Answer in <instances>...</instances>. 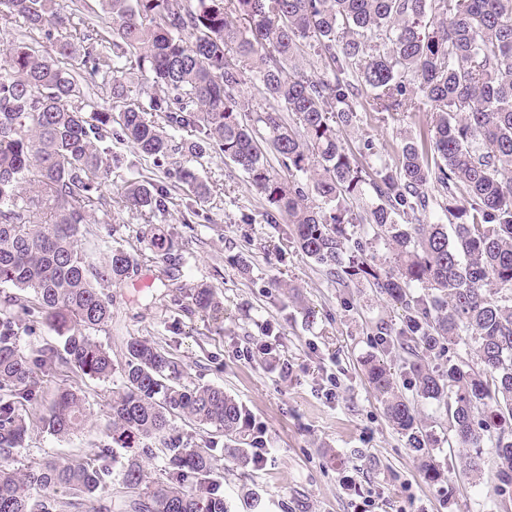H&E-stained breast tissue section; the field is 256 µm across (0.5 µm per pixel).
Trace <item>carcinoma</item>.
I'll use <instances>...</instances> for the list:
<instances>
[{"label":"carcinoma","instance_id":"cac0c4a2","mask_svg":"<svg viewBox=\"0 0 512 512\" xmlns=\"http://www.w3.org/2000/svg\"><path fill=\"white\" fill-rule=\"evenodd\" d=\"M111 18L99 30L82 17L81 0H0V22L20 29L0 61V512H59L89 506L112 512L100 491L112 476L116 448H136L122 481L142 492L123 512H231L216 472L214 438L249 464L242 435L245 406L214 385L181 383L183 367L146 341L127 344L117 366L91 333L111 316L98 285L133 278L136 256L115 248L104 264L89 262L81 229L103 205L112 152L91 139L108 135L147 158L178 154L177 181L196 197L209 188L192 163L209 147L241 170L266 216L293 226L292 244L338 281L367 283L401 310L395 335L415 376L413 399L394 387L391 367L368 360L367 377L394 428L417 451L433 442L414 402L444 403L455 440L471 448L468 471L481 472L479 449L496 453L495 495L512 492V0H99ZM50 50L42 49L43 41ZM311 48L318 70L304 67ZM101 76L102 101L81 73ZM138 74L146 101L129 98ZM255 93L247 96L244 87ZM433 112L427 139L405 136L392 164L372 167L344 143L341 128L358 112L390 116ZM186 136L175 141L154 119ZM278 165H273L269 155ZM374 192L367 214L350 202ZM434 189L436 194L429 193ZM125 207L167 211L168 189L131 180ZM438 207L449 224H404ZM372 225L391 249L378 264L367 246H349L347 226ZM160 259L171 280L182 255L165 240ZM425 293L416 295L413 289ZM193 309L217 313L202 285ZM45 325L58 344L24 353L17 334ZM476 349L432 369L425 361L450 345ZM65 364L105 381L118 378L111 441L94 460L9 467L27 432L20 407L38 400L40 366ZM482 411L485 427L475 428ZM85 418L75 391H58L42 418L64 437ZM209 428L195 443L177 421ZM161 452L169 482L148 484L140 457ZM72 499L58 501V494Z\"/></svg>","mask_w":512,"mask_h":512}]
</instances>
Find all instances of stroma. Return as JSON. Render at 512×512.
Returning <instances> with one entry per match:
<instances>
[{"label": "stroma", "mask_w": 512, "mask_h": 512, "mask_svg": "<svg viewBox=\"0 0 512 512\" xmlns=\"http://www.w3.org/2000/svg\"><path fill=\"white\" fill-rule=\"evenodd\" d=\"M428 107L404 116L361 113L345 138L352 150L372 141L369 165L393 162L404 133L428 134ZM118 155L103 189L110 207L85 225L83 244L95 265L117 247L135 254L139 281L108 284L112 317L95 331L114 364L125 359L131 338L146 339L171 353L184 367L185 384L223 387L249 411L265 440L266 459L237 466L223 448L214 454L224 469V496L233 512H248V495L258 496L257 512H502L493 494L494 451H483L481 476L464 471L465 449L456 447L444 407L418 403L422 422L436 443L431 455L447 464L448 480L427 483L421 454L410 448L386 419L362 363L372 356L394 369L399 392L411 396L413 379L400 349L384 344L375 326L400 324L399 311L368 285L345 287L330 279L297 248L286 244L292 227L270 222L245 175L217 149L197 167L211 194L199 200L173 176V159L154 162L126 144L103 139ZM148 180L169 188L166 213L148 218L117 204L124 183ZM173 231L184 265L169 280L155 258L148 226ZM250 274H242L241 265ZM207 284L223 312L215 317L181 312L190 293ZM293 367L290 375L282 364ZM42 401L25 406L29 425L14 465L27 468L44 459L95 457L107 443L112 399L118 383L90 379L75 368L37 370ZM85 399L87 423L67 437L50 435L39 416L58 389Z\"/></svg>", "instance_id": "1"}]
</instances>
